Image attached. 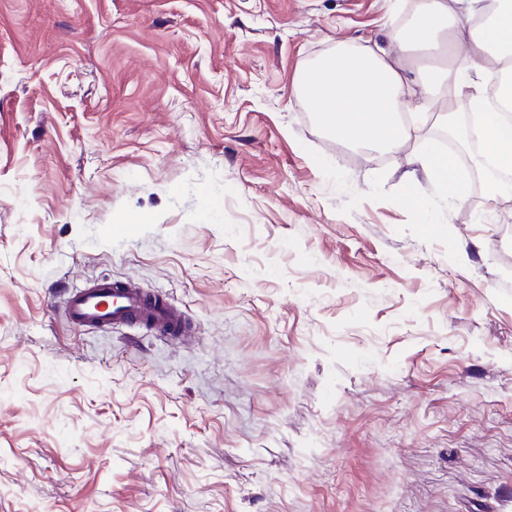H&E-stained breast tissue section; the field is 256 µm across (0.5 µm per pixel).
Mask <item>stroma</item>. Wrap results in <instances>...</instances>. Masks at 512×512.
<instances>
[{"mask_svg": "<svg viewBox=\"0 0 512 512\" xmlns=\"http://www.w3.org/2000/svg\"><path fill=\"white\" fill-rule=\"evenodd\" d=\"M415 0H0V512H512V205L298 95ZM131 279L194 322L76 329ZM417 162L439 195L448 196L454 201L462 200L470 173L465 177L457 172L455 166L448 161V156L441 151L439 144L431 140L423 143Z\"/></svg>", "mask_w": 512, "mask_h": 512, "instance_id": "stroma-1", "label": "stroma"}]
</instances>
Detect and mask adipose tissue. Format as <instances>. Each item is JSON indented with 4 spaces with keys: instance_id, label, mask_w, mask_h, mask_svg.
<instances>
[{
    "instance_id": "adipose-tissue-1",
    "label": "adipose tissue",
    "mask_w": 512,
    "mask_h": 512,
    "mask_svg": "<svg viewBox=\"0 0 512 512\" xmlns=\"http://www.w3.org/2000/svg\"><path fill=\"white\" fill-rule=\"evenodd\" d=\"M296 89L334 136L384 152L416 132L404 111L453 116L469 103L496 169L511 172L512 123L489 101L512 106V0H423L388 43L340 42L305 63ZM417 161L439 195L463 198L467 179L439 144L423 143Z\"/></svg>"
}]
</instances>
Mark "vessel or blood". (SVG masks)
I'll return each instance as SVG.
<instances>
[{
    "label": "vessel or blood",
    "instance_id": "1",
    "mask_svg": "<svg viewBox=\"0 0 512 512\" xmlns=\"http://www.w3.org/2000/svg\"><path fill=\"white\" fill-rule=\"evenodd\" d=\"M62 316L78 327L147 328L177 342L194 334L182 310L164 297L128 282L97 280L69 292L62 304Z\"/></svg>",
    "mask_w": 512,
    "mask_h": 512
}]
</instances>
